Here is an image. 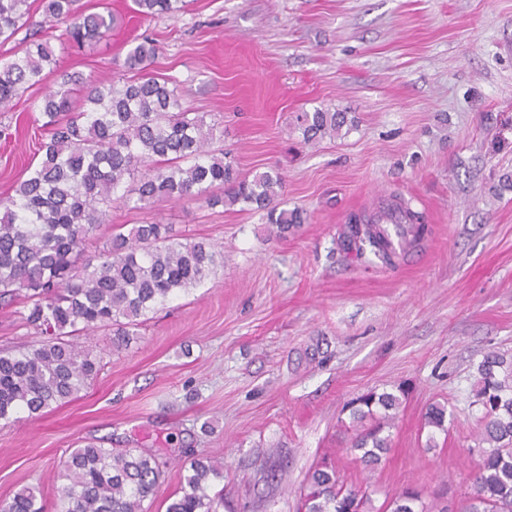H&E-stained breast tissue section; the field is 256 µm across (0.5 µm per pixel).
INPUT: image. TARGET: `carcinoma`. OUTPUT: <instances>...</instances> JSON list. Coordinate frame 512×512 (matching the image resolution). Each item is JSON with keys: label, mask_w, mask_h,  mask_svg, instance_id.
Segmentation results:
<instances>
[{"label": "carcinoma", "mask_w": 512, "mask_h": 512, "mask_svg": "<svg viewBox=\"0 0 512 512\" xmlns=\"http://www.w3.org/2000/svg\"><path fill=\"white\" fill-rule=\"evenodd\" d=\"M144 18H176L186 0H133ZM29 21L28 0H0V40L12 39ZM108 9L86 14L77 0H44L39 27L50 37L23 54L0 61V109L44 83L57 66L50 39L65 50L93 47L112 31ZM157 47L150 40L131 47L124 67L146 68ZM43 126L51 130L40 163L0 198V302L12 304L25 292L23 322L44 340L38 348L0 354V419L25 412L33 419L78 397L100 371L92 350L69 337L112 329L114 344L135 335L140 318L173 296L204 282L222 253L205 242H181L157 220L114 233L95 264L86 241L118 203L150 210L161 201L204 200L209 205L243 204L262 213L284 236L304 221L299 210L280 207L283 178L263 172L240 178L224 153L210 149L217 127L183 108L177 83L169 78H113L87 83L79 72L61 74L41 99ZM339 113L317 109L303 115L307 140L336 134ZM213 187L224 197H208ZM385 224H347L339 247L357 259L396 265L404 251L386 239ZM475 403L483 429L476 448L480 463L463 493L460 512H512V361L496 352L478 365ZM401 397L370 391L351 404V449L371 465L391 446L384 429L394 425ZM448 407L433 403L425 425L445 430ZM58 489L61 512H151L166 468L157 457L133 448H103L88 442L69 451ZM224 465L198 457L184 467L181 487L166 512H216L212 480ZM304 512H449L436 500L417 506L421 492L406 487L374 508L367 490L347 485L333 467L315 468L301 490ZM0 512H46L37 487H23L0 503Z\"/></svg>", "instance_id": "carcinoma-1"}]
</instances>
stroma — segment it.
<instances>
[{
	"label": "stroma",
	"mask_w": 512,
	"mask_h": 512,
	"mask_svg": "<svg viewBox=\"0 0 512 512\" xmlns=\"http://www.w3.org/2000/svg\"><path fill=\"white\" fill-rule=\"evenodd\" d=\"M60 72L120 77L150 39L151 74L178 81L184 107L222 131L213 150L240 176L277 172L304 221L276 236L260 214L202 202L113 206L88 241L159 220L224 260L202 284L147 312L131 343L77 335L101 361L78 398L36 419L0 420V501L40 486L55 506L69 449L92 441L167 460L151 512L182 467L224 464L219 512H300L299 490L331 458L374 505L404 487L465 486L480 432L477 367L512 356V0H189L178 18L134 17ZM40 89L0 111V196L27 178L50 138ZM344 113L336 136L305 141L299 117ZM392 198L428 231L393 268L340 251L351 216ZM21 302L0 304V352L35 348ZM404 392L392 447L368 467L347 454L349 404ZM447 403L446 431L424 414ZM156 53L157 47L154 42L145 39L128 50L124 67L130 72L144 69L154 59Z\"/></svg>",
	"instance_id": "35a3bbf8"
}]
</instances>
